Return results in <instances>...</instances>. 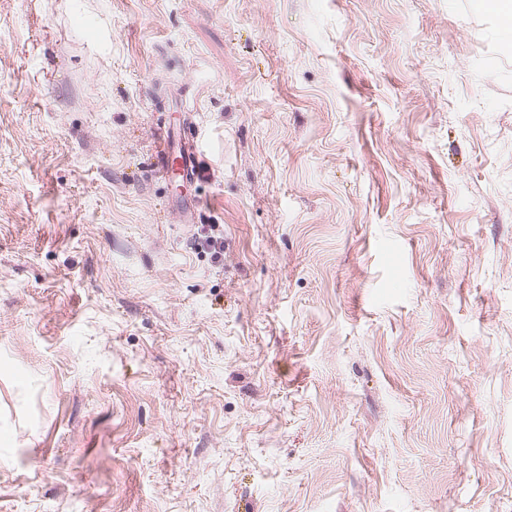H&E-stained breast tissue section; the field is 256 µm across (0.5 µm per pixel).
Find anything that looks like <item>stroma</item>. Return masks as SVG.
I'll use <instances>...</instances> for the list:
<instances>
[{
    "label": "stroma",
    "mask_w": 512,
    "mask_h": 512,
    "mask_svg": "<svg viewBox=\"0 0 512 512\" xmlns=\"http://www.w3.org/2000/svg\"><path fill=\"white\" fill-rule=\"evenodd\" d=\"M0 512H512L482 0H0ZM160 140H163V147L161 149L160 154L157 157V172L162 175H169L172 172L171 162L174 158H179L181 161V166L178 167L179 175H185V172H188L189 169L192 171L198 167V154L191 152L188 153L187 156L181 154L180 156L173 157L169 154L172 149V137L168 130H162L159 133Z\"/></svg>",
    "instance_id": "obj_1"
}]
</instances>
